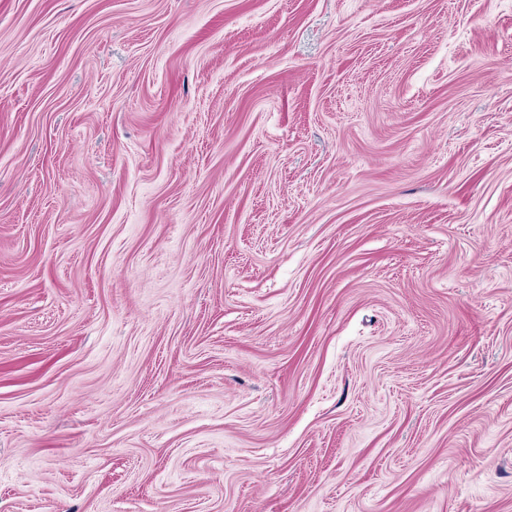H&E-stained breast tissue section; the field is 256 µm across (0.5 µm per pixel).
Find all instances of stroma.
<instances>
[{
  "label": "stroma",
  "instance_id": "stroma-1",
  "mask_svg": "<svg viewBox=\"0 0 512 512\" xmlns=\"http://www.w3.org/2000/svg\"><path fill=\"white\" fill-rule=\"evenodd\" d=\"M0 512H512V0H0Z\"/></svg>",
  "mask_w": 512,
  "mask_h": 512
}]
</instances>
